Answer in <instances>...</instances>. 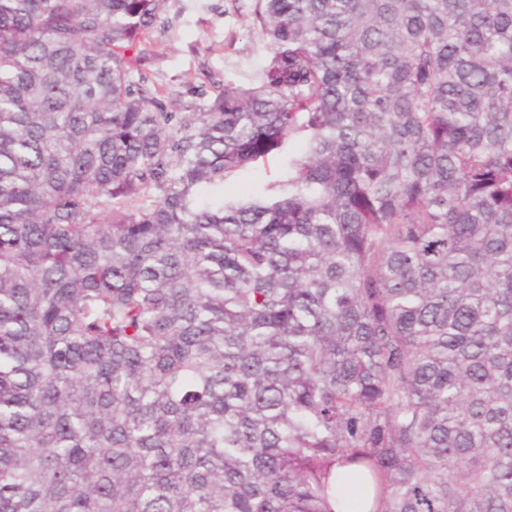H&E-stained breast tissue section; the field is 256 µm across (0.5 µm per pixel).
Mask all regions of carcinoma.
<instances>
[{"label": "carcinoma", "mask_w": 512, "mask_h": 512, "mask_svg": "<svg viewBox=\"0 0 512 512\" xmlns=\"http://www.w3.org/2000/svg\"><path fill=\"white\" fill-rule=\"evenodd\" d=\"M163 3L0 0V512H512V0H257L184 114ZM256 0H166L133 59L136 79L169 112H205L225 81L249 84L270 60ZM277 167V162L270 165L259 164L252 166L225 183L224 195L243 196L250 193H263L267 184L274 178ZM347 466H336V512L345 511L343 509L345 500L362 498L365 512H375L378 504L374 497L372 489L363 484H357L355 481L344 480Z\"/></svg>", "instance_id": "1"}]
</instances>
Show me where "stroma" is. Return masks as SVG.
<instances>
[{
	"label": "stroma",
	"mask_w": 512,
	"mask_h": 512,
	"mask_svg": "<svg viewBox=\"0 0 512 512\" xmlns=\"http://www.w3.org/2000/svg\"><path fill=\"white\" fill-rule=\"evenodd\" d=\"M254 9L255 0H165L135 77L168 111H206L225 82L251 83L270 60Z\"/></svg>",
	"instance_id": "35a3bbf8"
}]
</instances>
